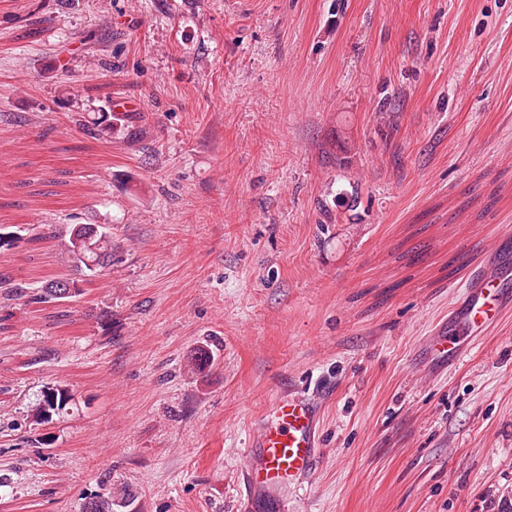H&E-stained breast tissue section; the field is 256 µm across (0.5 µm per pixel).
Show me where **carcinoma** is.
<instances>
[{"mask_svg": "<svg viewBox=\"0 0 512 512\" xmlns=\"http://www.w3.org/2000/svg\"><path fill=\"white\" fill-rule=\"evenodd\" d=\"M65 257L75 271L84 277H96L112 266V225H66ZM83 280L54 278L38 286L34 283L19 286V296L25 304H49L70 302L83 294ZM68 390L50 387L42 394L32 409V417L40 422L65 410ZM83 512H113L112 495L102 494L84 503Z\"/></svg>", "mask_w": 512, "mask_h": 512, "instance_id": "1", "label": "carcinoma"}]
</instances>
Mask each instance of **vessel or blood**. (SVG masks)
Masks as SVG:
<instances>
[{
	"instance_id": "1",
	"label": "vessel or blood",
	"mask_w": 512,
	"mask_h": 512,
	"mask_svg": "<svg viewBox=\"0 0 512 512\" xmlns=\"http://www.w3.org/2000/svg\"><path fill=\"white\" fill-rule=\"evenodd\" d=\"M511 272L512 247L500 245L486 253L447 327L431 340L436 362L457 359L503 315L512 312V289L506 286ZM320 422V406L303 397L287 393L270 403L246 451L242 472L246 512H255L272 502L278 489L315 473L320 459Z\"/></svg>"
}]
</instances>
